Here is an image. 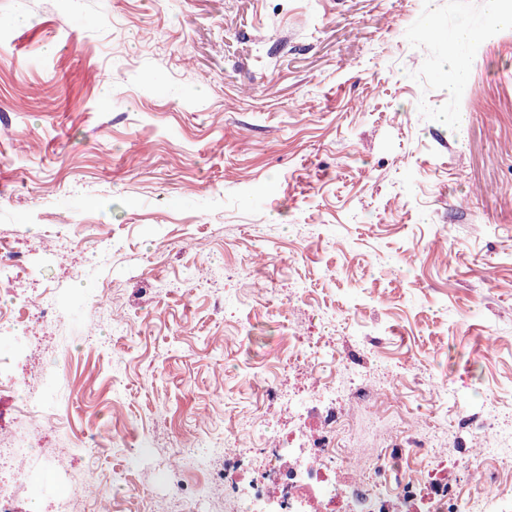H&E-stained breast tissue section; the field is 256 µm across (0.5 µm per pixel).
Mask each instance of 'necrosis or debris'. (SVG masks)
<instances>
[{
  "mask_svg": "<svg viewBox=\"0 0 512 512\" xmlns=\"http://www.w3.org/2000/svg\"><path fill=\"white\" fill-rule=\"evenodd\" d=\"M60 313L58 290L47 286L26 300L0 307V335L25 323L27 341L47 334ZM283 368L300 378V389H285L266 380L257 387L253 416L246 432L225 433L208 455L178 447L162 463L181 478L175 495H157L140 485L129 487L139 512H215L214 488L224 492V512H512V459L498 449H477L476 476L468 482H435L439 444L414 437L397 452L383 446L361 459L346 445L354 411L380 403L398 414L399 404L382 399L364 373H347L343 356L325 348L320 337L296 336L288 345ZM50 375L38 381L0 373V390L23 391L15 408L17 424L0 431V512H21L22 488L52 468L40 448V431L59 427V398L48 395ZM278 404L291 414L303 407L312 422L290 423L282 436L269 435L266 408ZM57 496L50 512H121V504L95 489Z\"/></svg>",
  "mask_w": 512,
  "mask_h": 512,
  "instance_id": "1",
  "label": "necrosis or debris"
}]
</instances>
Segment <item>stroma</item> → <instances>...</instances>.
Wrapping results in <instances>:
<instances>
[{
	"mask_svg": "<svg viewBox=\"0 0 512 512\" xmlns=\"http://www.w3.org/2000/svg\"><path fill=\"white\" fill-rule=\"evenodd\" d=\"M486 25L483 0H0V233L70 240L85 269L38 254L26 283L0 274V304L61 287L52 341L19 357L0 340L1 371L65 380L45 447L128 420L150 443L135 480L170 492L152 454L198 411L213 434L243 422L290 325L310 324L359 343L408 419L433 415L445 480L470 479L438 386L512 415V27L451 43ZM292 279L306 296L270 315ZM392 426L358 408L352 448ZM125 465L109 448L67 461L115 497Z\"/></svg>",
	"mask_w": 512,
	"mask_h": 512,
	"instance_id": "obj_1",
	"label": "stroma"
}]
</instances>
